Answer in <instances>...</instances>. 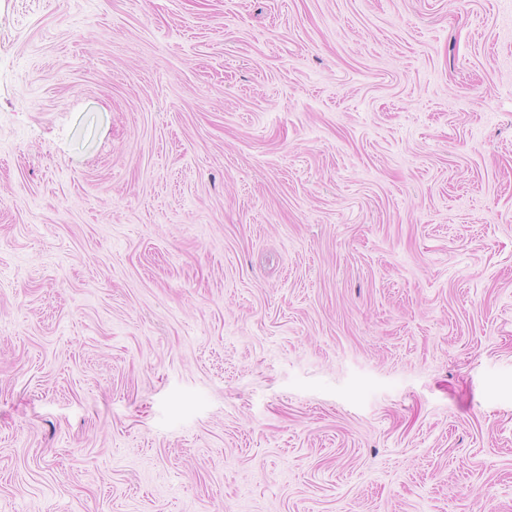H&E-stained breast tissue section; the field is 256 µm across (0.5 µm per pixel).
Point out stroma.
I'll return each instance as SVG.
<instances>
[{"label": "stroma", "mask_w": 512, "mask_h": 512, "mask_svg": "<svg viewBox=\"0 0 512 512\" xmlns=\"http://www.w3.org/2000/svg\"><path fill=\"white\" fill-rule=\"evenodd\" d=\"M0 512H512V0H0Z\"/></svg>", "instance_id": "35a3bbf8"}]
</instances>
